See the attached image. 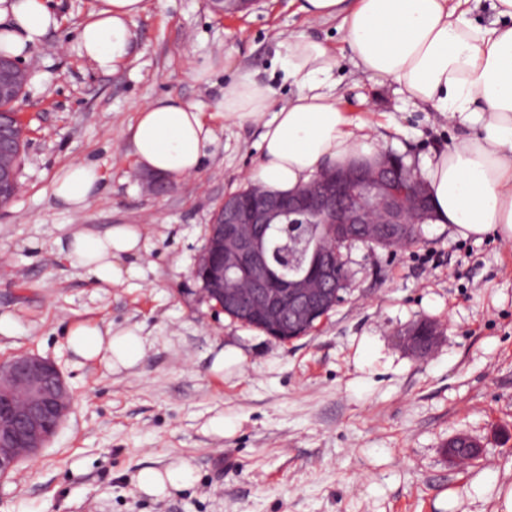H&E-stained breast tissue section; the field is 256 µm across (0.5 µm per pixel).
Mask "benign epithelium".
<instances>
[{"instance_id":"7a95c632","label":"benign epithelium","mask_w":512,"mask_h":512,"mask_svg":"<svg viewBox=\"0 0 512 512\" xmlns=\"http://www.w3.org/2000/svg\"><path fill=\"white\" fill-rule=\"evenodd\" d=\"M215 10L236 14L247 10L249 0H212ZM29 80L28 67L0 56V100L11 97ZM26 127L12 112L0 113V203L11 200L19 188L15 157L17 145L26 137ZM148 189L163 197L171 189L160 174L143 175ZM430 189L416 169L401 174L392 154L380 152L369 164L326 167L291 195H268L257 206H242L232 196L215 211L211 232L194 269L201 277L205 300L223 299L242 318L258 311L269 336L290 341L304 335L312 323L342 300L344 278L326 258L327 251L313 247L308 267L287 278L269 262L267 232L271 225L288 223L284 244L285 260L290 248L301 241L304 224L330 225L333 241L337 235H358L361 228H374V236L386 242H403L426 223ZM244 271L250 288L237 286V273ZM410 350L419 357L430 355L438 332L421 322L401 332ZM9 376L25 389L24 401H16L13 389L0 385V479L14 472L26 460H34L48 447L67 420L72 397L67 383L50 359L20 354L0 366V379ZM447 448L451 460L473 461L481 447L466 436ZM468 453L461 457L458 446Z\"/></svg>"}]
</instances>
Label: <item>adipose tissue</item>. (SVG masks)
<instances>
[{
  "instance_id": "ef3b65f1",
  "label": "adipose tissue",
  "mask_w": 512,
  "mask_h": 512,
  "mask_svg": "<svg viewBox=\"0 0 512 512\" xmlns=\"http://www.w3.org/2000/svg\"><path fill=\"white\" fill-rule=\"evenodd\" d=\"M495 19L473 24L471 0H302L308 21L338 20L344 41L367 79L397 83L409 100L453 119L474 116L479 131L457 138L427 159L434 221L461 236L497 229L512 240V0H492ZM145 0H94L78 29L81 56L110 73L124 65ZM59 19L48 0H0V51L28 57ZM282 65L298 91L276 106L273 88L243 75L224 88L218 111L231 123L261 125V156L252 182L276 193L292 192L325 166H342L374 155L373 138L355 125L336 98L323 89L336 57L322 41L298 35L283 44ZM138 169L178 180L197 173L213 131L199 108L167 95L143 106L127 129ZM95 165L61 167L53 195L73 213L82 212L100 185ZM142 233L117 224L104 233L73 232L59 247L70 263L95 283L110 285L136 276L123 257L141 249ZM73 354L108 361L113 370L135 367L144 340L135 331L112 332L82 324L68 332ZM188 464L147 469L137 480L155 497L184 486Z\"/></svg>"
}]
</instances>
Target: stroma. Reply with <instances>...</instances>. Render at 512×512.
<instances>
[{
	"instance_id": "obj_1",
	"label": "stroma",
	"mask_w": 512,
	"mask_h": 512,
	"mask_svg": "<svg viewBox=\"0 0 512 512\" xmlns=\"http://www.w3.org/2000/svg\"><path fill=\"white\" fill-rule=\"evenodd\" d=\"M62 19L26 58L31 76L17 108L27 128L20 190L0 206V362L29 353L53 360L73 410L41 455L0 481V512H507L512 495V241L495 231L462 237L422 225L394 251L347 253L345 300L289 342L233 320L201 297L193 269L225 197L247 186L260 125L225 122L227 83L249 74L285 102L297 90L281 40L329 45V84L377 150L424 161L472 122L413 105L394 82L354 66L336 22L310 23L299 0H254L234 16L208 0H147L128 61L114 73L79 55L76 30L93 0H53ZM228 56L207 80L192 70ZM173 95L200 107L214 131L194 177L151 195L133 165L127 127L150 101ZM96 165L102 189L81 215L51 193L54 173ZM140 228L143 248L124 258L137 279L99 287L57 241L73 225ZM440 328L429 358L398 330ZM134 329L145 356L129 370L84 361L67 329ZM223 370H214L217 355ZM466 434L474 462L449 460ZM181 462L190 483L160 498L137 476Z\"/></svg>"
}]
</instances>
